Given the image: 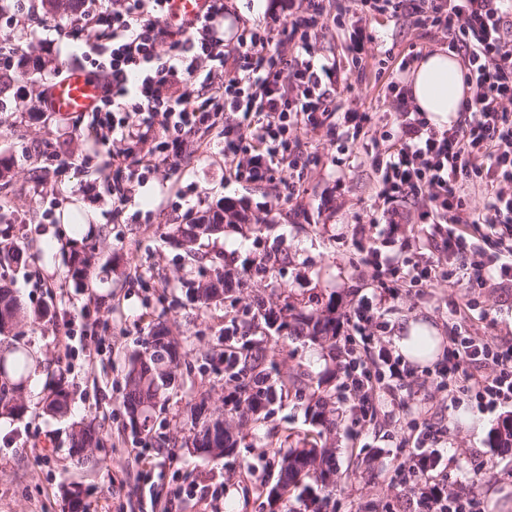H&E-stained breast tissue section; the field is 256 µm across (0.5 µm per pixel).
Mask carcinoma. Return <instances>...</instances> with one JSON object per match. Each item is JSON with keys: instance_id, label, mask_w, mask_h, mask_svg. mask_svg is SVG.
<instances>
[{"instance_id": "obj_1", "label": "carcinoma", "mask_w": 512, "mask_h": 512, "mask_svg": "<svg viewBox=\"0 0 512 512\" xmlns=\"http://www.w3.org/2000/svg\"><path fill=\"white\" fill-rule=\"evenodd\" d=\"M84 0H42L45 13L51 16L81 13ZM245 217L230 208L224 214L214 213L208 224L200 222L172 224L168 228L169 242L185 253L197 255L200 241L224 233V226L242 223ZM73 237L66 242L68 258L65 280L79 290L92 287L93 271L99 258L94 250L77 239H86L89 232L85 225H71ZM28 256L20 248L0 250V264L21 266ZM213 275L205 285L193 280L184 282L186 297L196 294L201 308L220 304L226 299L228 284L242 288L254 275H266L279 264L278 252L264 253L252 265L240 272L224 266L220 254L209 257ZM47 316V309L23 304L12 283H0V419L18 420L29 409L35 407L51 418L67 416L70 406L69 384L62 368H51V363L39 360L25 341V327L31 326ZM275 328L283 341L306 338L312 342L328 345V356L336 360V303L329 297L321 305L313 300H304L289 293L282 307L273 308L264 302L253 307L250 320L233 327L224 336V351L217 361L224 364V376L234 383V390L224 400L229 420L238 425L258 423L269 414V406L278 398L295 390L305 394V417L310 429L297 439L295 447L281 452L272 449L273 455L281 456L276 482L271 486L260 484L258 495L266 496L269 504L276 505L279 512H294L291 502L303 503L304 512H326L328 500L336 484L331 477L336 474V457L323 443L324 436L336 429V408L332 399L336 388L331 382L336 372L326 371L313 380L302 373L288 374L278 370L276 355L271 353L264 338L253 336L259 324ZM180 345L170 336L169 329L158 324L139 348L126 359L125 392L122 404L134 434L149 430V422L156 408L166 399V394L179 385ZM44 368L47 378L43 395L34 402L27 397V385L32 372ZM191 427L181 447L193 449L201 458H217L234 453L238 436L228 428L210 427L206 424L207 397L190 405ZM494 444L507 451L512 449V420L505 418L492 430ZM105 445L103 429L93 423H77L70 434V452L81 464L97 465L91 452Z\"/></svg>"}]
</instances>
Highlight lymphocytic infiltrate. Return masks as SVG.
Here are the masks:
<instances>
[{
	"label": "lymphocytic infiltrate",
	"instance_id": "1",
	"mask_svg": "<svg viewBox=\"0 0 512 512\" xmlns=\"http://www.w3.org/2000/svg\"><path fill=\"white\" fill-rule=\"evenodd\" d=\"M358 6L349 33L357 51L373 42L366 26L380 16L409 19L447 39L470 91L448 127L418 111L408 86L395 79L387 90L396 133L377 135L369 113L341 109L337 88L347 85L348 66L362 68L366 60L357 54L351 65L337 59L326 65L310 42L326 23L341 24L342 0H305L301 7L289 0L287 15L253 27L225 0H210L196 22L173 12L170 0H112L74 19V28L88 35L92 69L112 78L89 133L103 146L102 168L112 176L113 219H121L149 181L167 183L185 157L217 150L228 178L272 183L281 168L321 161L302 150L295 130L330 134L344 124L353 140L370 147L377 197L390 219H398L401 203L421 198V223L446 226L444 248L468 256L472 244L463 225L493 224L512 212V0H358ZM476 184L487 191L479 207L469 197ZM372 258L391 298L449 276L434 261L411 268L398 255ZM440 373L449 385L473 390L480 408L494 410L512 401V344L454 339ZM344 374L363 421L380 397L400 402L410 370L382 347L348 360ZM406 471L426 480L432 512H485L474 497L449 495L444 482L431 478L426 458Z\"/></svg>",
	"mask_w": 512,
	"mask_h": 512
}]
</instances>
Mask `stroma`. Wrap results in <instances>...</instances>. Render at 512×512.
<instances>
[{
	"mask_svg": "<svg viewBox=\"0 0 512 512\" xmlns=\"http://www.w3.org/2000/svg\"><path fill=\"white\" fill-rule=\"evenodd\" d=\"M377 40L362 55L377 57L378 47L395 56L441 48L442 35H430L409 23L374 21ZM11 34L28 53L25 80L48 86L66 73L85 49L70 18L49 17L13 28ZM391 71L376 67L350 76L351 90L341 91L344 105L372 112L379 132H396V114L382 89ZM34 100L9 92L0 95V156L12 164L8 189H0V230L9 229L18 244H32L26 266L6 270L21 301L49 305L56 317L30 331L28 338L41 359L60 365L71 392L69 419L55 421L29 411L21 420L0 421V512H67L68 494L81 490L85 512H268L255 482L272 481L276 469L268 444H292L291 434L304 430V410L295 397L274 405L261 425L243 427L233 455L205 460L182 448L191 421L190 404L208 395L219 409L231 386L215 371L211 358L224 346V329L242 317L255 297L281 303L286 292L319 301L335 298L341 317L362 302L379 303L380 325L373 333L393 346L409 322L434 328L443 347L458 336L512 339V288L470 287L454 256L446 262L453 275L432 286L413 288L397 300L380 301L377 271L365 259L371 249L392 255L406 252L412 261L437 259L438 251L421 250L426 227L408 204L404 223L392 226L376 202L377 176L371 156L352 139L347 127L334 136L298 130L304 146L318 149L321 162L305 173L285 169L275 184L225 179L220 157L191 159L162 186L144 188L120 222L112 220V180L103 174L97 149L87 141L91 114L33 113ZM300 182L301 193L288 200V185ZM225 206L244 212L250 223L264 225L262 236L225 231L203 249L220 253L228 268L239 271L266 251L282 261L272 275L252 278L224 304L198 310L181 290L183 280L209 273L172 247L168 225L179 224L187 208L203 215ZM151 214L144 222L143 214ZM99 229L91 239L100 256L93 292L63 280L66 256L64 230L73 223ZM69 314L74 336L65 340L61 314ZM168 326L182 345L181 386L172 391L154 418L151 437L135 436L122 404L124 364L151 327ZM323 350L300 339L279 357L281 372L324 371ZM435 364L419 366L410 384L409 409L378 402L371 422L352 420L348 392L337 390L341 419L335 436L336 490L328 512H420L424 482L404 488L394 470L407 454L399 446L409 421H416L427 440L422 455L430 458L435 477L448 490L484 500L494 512H512V452L494 448L490 435L512 417V402L495 410L478 407L472 393L441 389ZM425 403L428 415L412 406ZM90 418L104 426L108 440L97 466L81 465L68 454L71 425ZM146 450L154 468L143 474L135 459Z\"/></svg>",
	"mask_w": 512,
	"mask_h": 512,
	"instance_id": "35a3bbf8",
	"label": "stroma"
}]
</instances>
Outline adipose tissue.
<instances>
[{
  "mask_svg": "<svg viewBox=\"0 0 512 512\" xmlns=\"http://www.w3.org/2000/svg\"><path fill=\"white\" fill-rule=\"evenodd\" d=\"M412 99L437 126L455 119L464 98L461 64L447 51L425 56L409 77Z\"/></svg>",
  "mask_w": 512,
  "mask_h": 512,
  "instance_id": "obj_1",
  "label": "adipose tissue"
}]
</instances>
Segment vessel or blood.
I'll use <instances>...</instances> for the list:
<instances>
[{
    "instance_id": "1",
    "label": "vessel or blood",
    "mask_w": 512,
    "mask_h": 512,
    "mask_svg": "<svg viewBox=\"0 0 512 512\" xmlns=\"http://www.w3.org/2000/svg\"><path fill=\"white\" fill-rule=\"evenodd\" d=\"M105 94L103 81L89 71L72 67L47 89V107L59 114L95 111Z\"/></svg>"
}]
</instances>
